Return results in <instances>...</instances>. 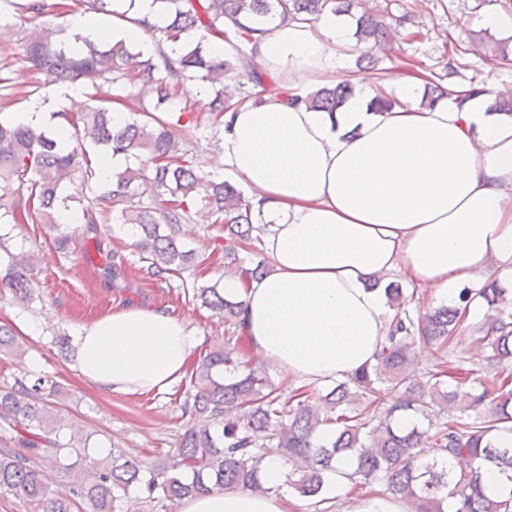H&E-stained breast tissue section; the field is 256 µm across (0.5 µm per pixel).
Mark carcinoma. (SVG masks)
<instances>
[{"mask_svg": "<svg viewBox=\"0 0 512 512\" xmlns=\"http://www.w3.org/2000/svg\"><path fill=\"white\" fill-rule=\"evenodd\" d=\"M116 0H79L86 12L114 14ZM162 25L139 24L155 40L156 52L145 54L123 40L84 41L73 50L65 29L42 26L24 44L23 59L34 70L53 71L64 81L84 80L93 89L84 110L60 108L39 128L0 116V281L25 302L34 290L33 254L8 242L20 224H46L59 230L58 214L80 193L82 220L87 224L135 225L132 246L153 277L180 275L198 263L194 249L179 240L175 226L203 217L224 225V263L235 265L238 247L252 248V202L235 186L211 172L198 170L197 156L187 147L192 116L179 113L175 101L189 82L210 90L204 107L215 134L221 133L224 82L252 84L260 92L276 83L254 64L239 44L255 29L243 20L262 23L277 15L283 20L312 21L331 11L355 19L363 57L388 47V26L366 7V0H153ZM17 13L40 17L44 0H0ZM202 33L229 44L235 53L219 56L194 42ZM164 43H181L171 60ZM447 72L427 85L424 97L435 104L445 97L441 80L457 75L455 56ZM153 85L155 103H138L127 121L112 124V87L133 96L136 82ZM353 93L350 85L322 87L306 103L336 111ZM69 128L59 142L55 127ZM122 154L126 167L115 173L110 187L100 185L98 159ZM185 295L210 310L232 330L192 366L181 391L179 408L186 420L174 455L163 463H147L112 446L104 458L88 452L87 440L54 413L51 398L58 385L43 375L23 373L0 389V428L9 434L0 448V496L24 499L32 512H128L130 490L148 512H168L174 502L220 492L226 488L264 490L261 463L274 448L290 465L286 486L314 507L326 503L329 475L342 458L352 461L355 490L382 486L378 494L403 501L409 512H443L444 500L455 499L451 512H512V447L496 443V433L512 431V290L493 280L462 290L457 305H441L423 314L410 311L412 297L397 283L385 287L394 310L392 327L376 356L327 392L305 387L293 391L275 384L268 372L247 360L239 348L242 304L224 297L219 284L183 283ZM479 302L487 309L482 340L491 349L485 364L440 363L419 373L414 348L423 344L445 350L466 321L467 308ZM16 348L13 327L0 324V355ZM459 375L454 387L446 378ZM403 415L420 416L427 424L400 429ZM324 424L336 426L326 444L312 440ZM433 445L444 455H467L476 468L458 477L437 464L415 466L417 449ZM55 465L71 474L69 490L59 493L42 480V467ZM493 464L508 482L507 497L489 495L481 468Z\"/></svg>", "mask_w": 512, "mask_h": 512, "instance_id": "1", "label": "carcinoma"}]
</instances>
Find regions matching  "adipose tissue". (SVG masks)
Instances as JSON below:
<instances>
[{
    "label": "adipose tissue",
    "mask_w": 512,
    "mask_h": 512,
    "mask_svg": "<svg viewBox=\"0 0 512 512\" xmlns=\"http://www.w3.org/2000/svg\"><path fill=\"white\" fill-rule=\"evenodd\" d=\"M112 35L143 44L153 0H120ZM358 45L346 17L277 22L247 49L283 91L233 103L218 163L248 189L268 271L224 278L241 302L248 356L295 386L320 388L373 363L394 312L383 283L456 304L462 289L512 274V115L486 92L422 104L425 78L398 70L386 83L399 104L375 111L374 77H350ZM354 82L337 111L308 108L317 86ZM201 339L162 311L121 309L79 328V374L100 390L163 391L186 373ZM288 467L266 458L267 493L227 489L184 499L180 512H287Z\"/></svg>",
    "instance_id": "adipose-tissue-1"
}]
</instances>
